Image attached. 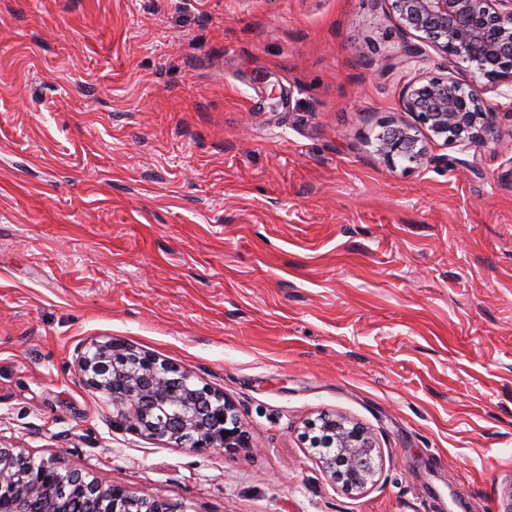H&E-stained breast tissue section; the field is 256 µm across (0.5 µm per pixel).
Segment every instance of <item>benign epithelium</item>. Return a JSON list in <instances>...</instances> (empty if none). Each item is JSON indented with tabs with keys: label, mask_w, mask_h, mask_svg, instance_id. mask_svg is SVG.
<instances>
[{
	"label": "benign epithelium",
	"mask_w": 512,
	"mask_h": 512,
	"mask_svg": "<svg viewBox=\"0 0 512 512\" xmlns=\"http://www.w3.org/2000/svg\"><path fill=\"white\" fill-rule=\"evenodd\" d=\"M397 28L410 42L402 65L424 60L429 50L444 58L457 57L497 86L512 88V0H392ZM402 105L415 124L394 126L378 135L377 152L391 164L434 161L420 138L458 148L466 158L449 164L471 171L467 156L488 146L496 136L500 113L494 103H481L473 83L452 73L420 76L402 88ZM86 384L107 395L112 423L156 439L194 449L245 448L248 435L237 422L234 405L207 388L178 395L170 388L177 371L154 355L114 343L100 345L80 361ZM318 430L324 444L337 452L318 459L333 483L346 491L360 490L373 481L376 444L362 426L343 417L321 418ZM72 486L81 499L99 487L77 472H61L51 460L38 463L0 448V512H33L51 498L54 487ZM110 512H164L157 501L120 485L106 489Z\"/></svg>",
	"instance_id": "7a95c632"
}]
</instances>
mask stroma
<instances>
[{"mask_svg":"<svg viewBox=\"0 0 512 512\" xmlns=\"http://www.w3.org/2000/svg\"><path fill=\"white\" fill-rule=\"evenodd\" d=\"M391 0H0V448L179 512H512V99L478 169L408 120ZM155 354L246 448L112 424L79 359ZM363 424L376 475L307 435ZM318 430L324 436V444L313 449L319 453H333L318 458L323 471L334 484L346 491L360 490L373 481L375 475L376 444L371 434L362 426L338 416L321 418Z\"/></svg>","mask_w":512,"mask_h":512,"instance_id":"obj_1","label":"stroma"}]
</instances>
